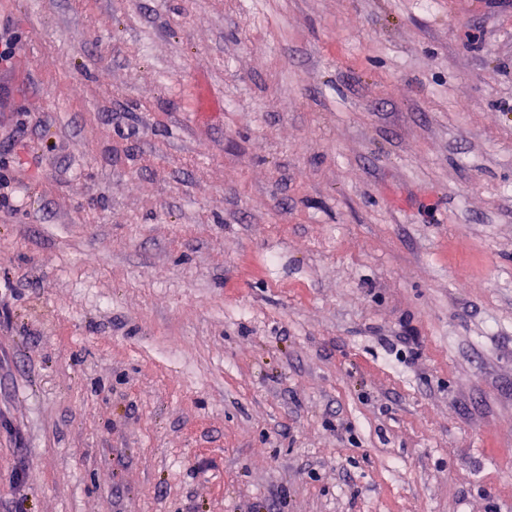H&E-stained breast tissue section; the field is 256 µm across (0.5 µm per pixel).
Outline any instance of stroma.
<instances>
[{
  "label": "stroma",
  "instance_id": "35a3bbf8",
  "mask_svg": "<svg viewBox=\"0 0 512 512\" xmlns=\"http://www.w3.org/2000/svg\"><path fill=\"white\" fill-rule=\"evenodd\" d=\"M7 30L0 512H512V0Z\"/></svg>",
  "mask_w": 512,
  "mask_h": 512
}]
</instances>
